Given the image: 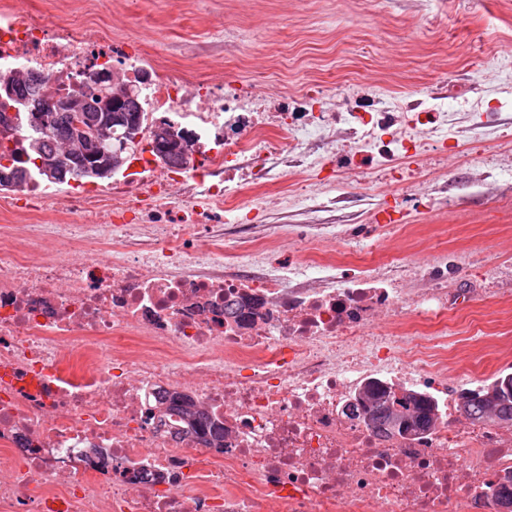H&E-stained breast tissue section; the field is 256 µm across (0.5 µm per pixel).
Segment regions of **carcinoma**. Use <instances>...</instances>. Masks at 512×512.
<instances>
[{
  "instance_id": "cac0c4a2",
  "label": "carcinoma",
  "mask_w": 512,
  "mask_h": 512,
  "mask_svg": "<svg viewBox=\"0 0 512 512\" xmlns=\"http://www.w3.org/2000/svg\"><path fill=\"white\" fill-rule=\"evenodd\" d=\"M30 84L26 73L15 74L5 85L0 84V107L6 105L25 110L26 121L36 119L49 104L66 101L70 106L51 113L49 123L32 129L20 147L0 139V168L14 169V182L22 183L27 170H33L50 182L69 179L110 180L127 163L125 153H117L118 135L124 126L107 127L110 116L120 113L142 132L152 128L148 141L151 153L174 165L191 162L169 138L168 123L149 122L145 98L132 93L120 79L107 93L85 87L54 100L29 99ZM359 402L370 422L384 431H426L435 425L433 405L423 395L401 390L384 392L367 389ZM457 409L472 420H490L512 428V378L497 377L491 383L461 393Z\"/></svg>"
}]
</instances>
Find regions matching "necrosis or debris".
Here are the masks:
<instances>
[{"instance_id":"1","label":"necrosis or debris","mask_w":512,"mask_h":512,"mask_svg":"<svg viewBox=\"0 0 512 512\" xmlns=\"http://www.w3.org/2000/svg\"><path fill=\"white\" fill-rule=\"evenodd\" d=\"M115 58L200 154L63 195L31 179L36 210L74 222L0 224V512H496L512 431L453 411L448 323L470 300H449L447 259L342 264L329 253L352 229L313 224L293 237L306 264H277V234L237 230L253 191L325 148L359 178L392 169L447 126V102L318 111L311 91L189 87L111 37L0 8L1 77L46 95ZM370 384L431 395L436 426L376 432L349 409ZM179 395L221 447L185 426Z\"/></svg>"}]
</instances>
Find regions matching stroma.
<instances>
[{"label":"stroma","mask_w":512,"mask_h":512,"mask_svg":"<svg viewBox=\"0 0 512 512\" xmlns=\"http://www.w3.org/2000/svg\"><path fill=\"white\" fill-rule=\"evenodd\" d=\"M47 21L95 38L140 46L150 60L187 78L226 73L260 82L269 96L320 87L328 107L366 92L396 103L440 83L461 91L450 103L448 141L415 158L434 181L430 196L399 197L387 171L369 188L306 176L309 197L284 206L259 199L264 224H343L336 242L366 260L405 247L445 253L448 288L471 294L453 332L478 335L457 370L494 377L497 351L512 347V0H9ZM399 201L397 229L372 221Z\"/></svg>","instance_id":"obj_1"}]
</instances>
